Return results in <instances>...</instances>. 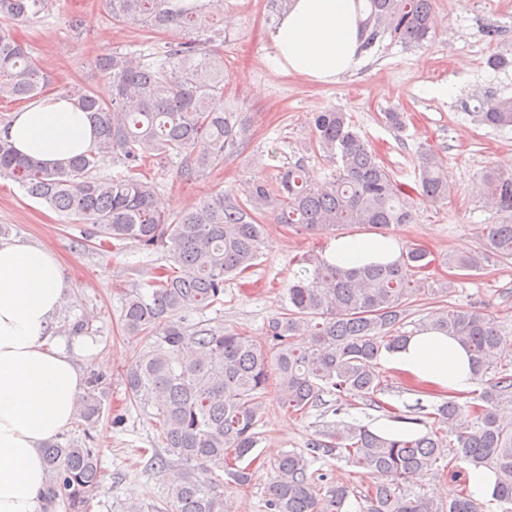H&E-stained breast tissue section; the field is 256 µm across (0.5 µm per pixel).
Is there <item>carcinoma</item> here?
Returning <instances> with one entry per match:
<instances>
[{
  "label": "carcinoma",
  "instance_id": "obj_1",
  "mask_svg": "<svg viewBox=\"0 0 512 512\" xmlns=\"http://www.w3.org/2000/svg\"><path fill=\"white\" fill-rule=\"evenodd\" d=\"M48 0H0V100L28 103L39 97L46 74L8 22L34 21ZM112 20L150 29H178L184 37L154 52L99 55L94 67L112 84L104 100L87 86L70 88L69 99L94 125L92 148L64 166L50 168L19 154L0 133V178L9 177L26 194L66 217L96 227L100 236L130 241L143 250L164 248L175 267L126 294L122 321L128 334L149 336L124 370L129 400L159 424L152 464L167 473L166 507L155 512H224L215 482L196 473L224 471L238 486L252 481V463L240 466L259 444L270 381L291 412L318 405L323 392L351 396L368 409L386 403L377 361L407 340L403 320L425 289L421 278L429 253L410 247L387 264L345 268L326 263L317 252L301 255L303 274L285 285L288 304L268 325L271 343L262 348L249 337L225 333L201 321L188 327L183 312H200L222 301L226 277L255 265L264 224H279L322 235L343 224L383 232L415 221L413 196L436 204L451 197L442 158L422 149L416 186L404 190L362 138L347 113L327 108L312 113L314 148L336 165L332 178L317 183L303 162L279 169L275 181L262 175L241 191H222L171 219L159 210L156 184L148 171L180 159L178 177L194 182L234 155L250 135L247 113L224 106V57L210 48V18L223 0H106ZM370 50L389 38L421 45L436 36L434 0H355ZM478 121L512 127V97L492 98ZM112 158L124 169L102 178L97 163ZM478 192L502 219L481 231L480 250L452 257L460 271H476L495 258L512 260V173L493 167L480 176ZM458 339L469 351L476 379L493 373L478 393L476 415L463 417L450 398L424 418L392 412L394 421L422 424L427 432L386 437L366 425L340 421L320 433L302 452L288 451L274 463L266 512H347L354 490L327 474L310 470L336 457L373 479L366 512H492L467 488L440 506L402 491L406 478L440 472L448 460L465 461L495 473L492 501L512 512V419L499 413L512 403V354L506 328L476 307L435 305L421 322ZM100 377L93 375L78 418L94 425L103 413ZM47 512H90L101 478L100 451L79 441L52 439L43 446Z\"/></svg>",
  "mask_w": 512,
  "mask_h": 512
}]
</instances>
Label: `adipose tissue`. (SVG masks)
<instances>
[{
    "label": "adipose tissue",
    "instance_id": "obj_1",
    "mask_svg": "<svg viewBox=\"0 0 512 512\" xmlns=\"http://www.w3.org/2000/svg\"><path fill=\"white\" fill-rule=\"evenodd\" d=\"M274 66L315 83H333L363 61L354 0H289L270 32ZM14 148L48 165L91 149L87 113L61 93L14 112L7 129ZM398 238H336L324 261L363 267L397 260ZM67 287L57 257L29 242L0 240V512H41L46 484L42 446L74 420L84 375L55 337ZM404 377L440 392L463 394L474 384L467 349L438 330H420L388 354Z\"/></svg>",
    "mask_w": 512,
    "mask_h": 512
}]
</instances>
